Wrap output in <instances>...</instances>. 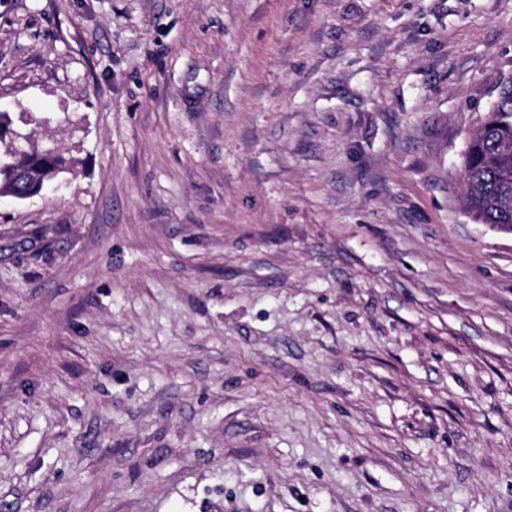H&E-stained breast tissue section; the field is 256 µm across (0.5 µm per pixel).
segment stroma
Here are the masks:
<instances>
[{"mask_svg": "<svg viewBox=\"0 0 512 512\" xmlns=\"http://www.w3.org/2000/svg\"><path fill=\"white\" fill-rule=\"evenodd\" d=\"M512 0H0V512H512V233L461 158ZM14 131L22 137L29 138L34 141L35 131L23 130L18 127L13 119L11 112H0V196L1 192L13 190L15 181V166L24 162V160L16 153L17 147L27 148L24 140L12 142L9 135L3 136L4 131ZM21 185L23 189L15 194L1 197H11L16 200H27L42 195L52 186H44L38 178H32V172L28 168L23 169L19 173ZM78 162L79 160L73 156L65 157L59 150L51 157L45 159L42 164L36 163L39 169L33 170V172L46 178L47 182L54 184L63 174L70 172Z\"/></svg>", "mask_w": 512, "mask_h": 512, "instance_id": "stroma-1", "label": "stroma"}]
</instances>
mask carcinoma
Masks as SVG:
<instances>
[{
  "label": "carcinoma",
  "mask_w": 512,
  "mask_h": 512,
  "mask_svg": "<svg viewBox=\"0 0 512 512\" xmlns=\"http://www.w3.org/2000/svg\"><path fill=\"white\" fill-rule=\"evenodd\" d=\"M9 130L31 141L35 136V131L18 127L12 113L0 112V193L14 189L15 166L23 163L16 148L26 147L23 139L13 142L3 135ZM504 140H512V76L500 81L482 130L470 139L463 158L468 214L479 224L502 229L512 227V161L499 151ZM77 164L78 159L67 158L59 151L45 159L35 174L53 184Z\"/></svg>",
  "instance_id": "cac0c4a2"
}]
</instances>
